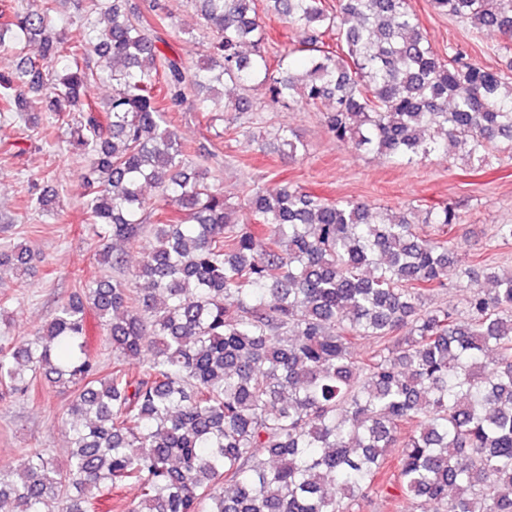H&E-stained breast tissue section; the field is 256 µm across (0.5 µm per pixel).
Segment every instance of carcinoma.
<instances>
[{"mask_svg":"<svg viewBox=\"0 0 512 512\" xmlns=\"http://www.w3.org/2000/svg\"><path fill=\"white\" fill-rule=\"evenodd\" d=\"M30 2L0 5V52L19 58L0 112L27 120L41 104L90 158L83 223L149 246L134 284L97 280L31 338L0 342L1 396L32 400L43 376L74 390L65 466L35 449L0 467V512H95L124 484L139 501L123 512H355L389 489L412 512H512V275L461 263L455 209H429L438 233L422 237L401 211L256 186L243 224L168 120L190 96L210 123L255 112L224 86L259 87L268 107L329 105L325 125L357 153L486 164L512 149V76L440 53L411 0H265L300 34L274 68L256 0H190L208 29L194 66L165 50L166 16L150 24L127 0H74L75 35L52 22L56 0ZM431 2L512 42V0ZM147 186L164 201L152 224ZM53 198L31 180L28 207ZM35 262L0 248L20 279ZM98 263L118 272L124 257L106 244ZM454 279L469 288L462 318L427 305ZM90 315L115 354L106 373Z\"/></svg>","mask_w":512,"mask_h":512,"instance_id":"1","label":"carcinoma"}]
</instances>
